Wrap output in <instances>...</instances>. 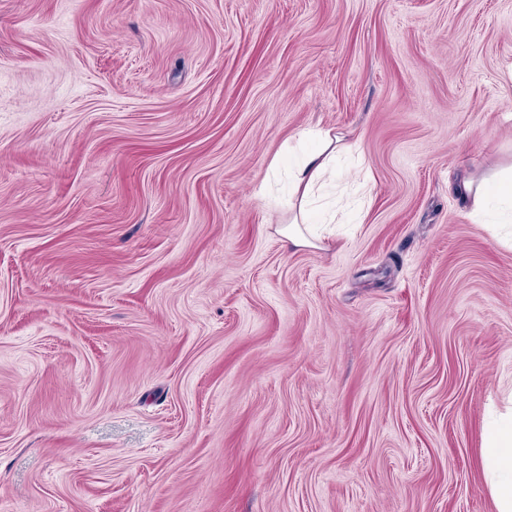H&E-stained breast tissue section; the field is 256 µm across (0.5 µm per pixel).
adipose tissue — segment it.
I'll return each mask as SVG.
<instances>
[{
  "label": "adipose tissue",
  "instance_id": "ef3b65f1",
  "mask_svg": "<svg viewBox=\"0 0 512 512\" xmlns=\"http://www.w3.org/2000/svg\"><path fill=\"white\" fill-rule=\"evenodd\" d=\"M304 136L313 140L315 147L290 172L292 193L288 207L295 215L280 230L283 239L294 248L316 246V239L304 230L310 206L322 185L335 179L337 156L352 150L342 135L328 130H308ZM455 188L470 201L475 212H492L512 220V166L481 177L461 176ZM483 469L496 512H512V412L499 415L488 425Z\"/></svg>",
  "mask_w": 512,
  "mask_h": 512
}]
</instances>
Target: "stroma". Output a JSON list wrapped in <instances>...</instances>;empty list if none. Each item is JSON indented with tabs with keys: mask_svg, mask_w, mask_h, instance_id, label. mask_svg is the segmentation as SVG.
I'll use <instances>...</instances> for the list:
<instances>
[{
	"mask_svg": "<svg viewBox=\"0 0 512 512\" xmlns=\"http://www.w3.org/2000/svg\"><path fill=\"white\" fill-rule=\"evenodd\" d=\"M356 142L288 249L277 154ZM512 0H0V512H496ZM455 188L466 201H470L473 210L478 213L506 215L507 224L512 220V165L494 171L491 174L476 177L464 175L458 178ZM495 225L496 229H505L510 238V225Z\"/></svg>",
	"mask_w": 512,
	"mask_h": 512,
	"instance_id": "obj_1",
	"label": "stroma"
}]
</instances>
